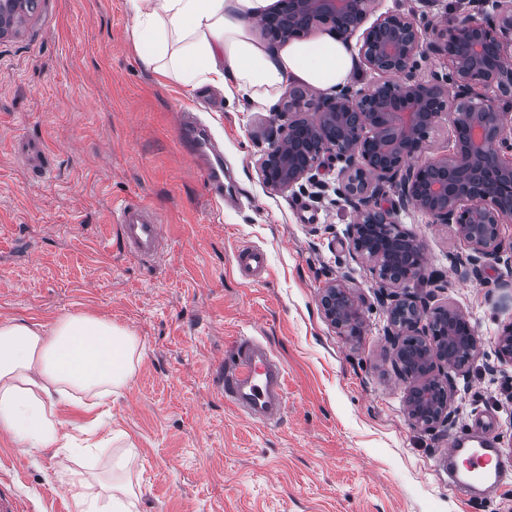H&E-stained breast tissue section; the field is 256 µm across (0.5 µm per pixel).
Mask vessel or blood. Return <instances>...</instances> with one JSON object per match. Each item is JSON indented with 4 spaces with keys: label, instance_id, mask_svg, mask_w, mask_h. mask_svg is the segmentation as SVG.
I'll use <instances>...</instances> for the list:
<instances>
[{
    "label": "vessel or blood",
    "instance_id": "b4317fda",
    "mask_svg": "<svg viewBox=\"0 0 512 512\" xmlns=\"http://www.w3.org/2000/svg\"><path fill=\"white\" fill-rule=\"evenodd\" d=\"M122 238L133 254L144 259L158 258L164 249L162 226L147 206L125 205L118 215ZM286 372L260 344L241 337L232 365L224 368L219 386L225 399L253 420L269 422L278 418L285 406ZM448 468L459 485L471 496L483 494L485 487L501 479L504 470L493 440L459 433L448 450Z\"/></svg>",
    "mask_w": 512,
    "mask_h": 512
}]
</instances>
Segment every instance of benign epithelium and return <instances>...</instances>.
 <instances>
[{"mask_svg": "<svg viewBox=\"0 0 512 512\" xmlns=\"http://www.w3.org/2000/svg\"><path fill=\"white\" fill-rule=\"evenodd\" d=\"M379 0H278L256 25L274 46L324 27L348 42L358 37L359 64L371 79L327 94L302 85L275 108L282 124L270 129L258 160L263 185L276 192L332 191L353 209L349 256L369 266L386 307L384 335L396 373L411 381L405 406L422 429L452 424L456 377L475 359L480 338L470 317L434 294L410 290L425 278L423 246L399 224L402 210L434 224H453L469 252L453 258L463 279L499 257L501 226L512 222V0H469L470 12L443 27L417 19L414 7L376 13ZM19 0H0V35L11 28ZM376 19L368 27L371 15ZM430 54L447 59L448 73L417 75ZM448 115L449 154L413 166L432 129ZM339 170L331 186L322 179ZM349 276L321 296L324 318L346 336L364 332L360 298ZM512 363V322L494 340Z\"/></svg>", "mask_w": 512, "mask_h": 512, "instance_id": "7a95c632", "label": "benign epithelium"}]
</instances>
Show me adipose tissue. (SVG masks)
Wrapping results in <instances>:
<instances>
[{"mask_svg":"<svg viewBox=\"0 0 512 512\" xmlns=\"http://www.w3.org/2000/svg\"><path fill=\"white\" fill-rule=\"evenodd\" d=\"M273 0H125L131 39L145 69L189 88L210 85L230 99L269 107L289 82L321 92L354 72L347 43L323 34L268 49L253 35ZM140 361L139 341L105 318L70 314L51 326L0 321V431L19 447L73 445L61 430L60 405L101 406L124 387ZM71 512H140L132 486L94 490L71 480Z\"/></svg>","mask_w":512,"mask_h":512,"instance_id":"1","label":"adipose tissue"}]
</instances>
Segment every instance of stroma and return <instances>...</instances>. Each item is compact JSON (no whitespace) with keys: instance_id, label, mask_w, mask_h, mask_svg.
Masks as SVG:
<instances>
[{"instance_id":"obj_1","label":"stroma","mask_w":512,"mask_h":512,"mask_svg":"<svg viewBox=\"0 0 512 512\" xmlns=\"http://www.w3.org/2000/svg\"><path fill=\"white\" fill-rule=\"evenodd\" d=\"M125 0H38L0 38V321L52 324L67 314L111 320L137 336L141 360L105 405L103 430L126 432L73 467L105 478L134 444L141 512H512V363L494 338L512 321V223L507 248L480 277L452 274L468 247L454 225L415 211L402 227L442 275L440 302L466 311L482 342L457 381L453 424L409 420L410 382L391 365L380 286L346 247L352 210L304 191L266 189L256 163L273 113L240 108L209 86L188 90L145 71ZM204 129L198 150L188 127ZM43 144L40 178L15 153ZM224 167V197L205 173ZM147 205L163 225L161 257L124 246L113 214ZM263 250L258 275L235 254ZM349 276L363 336L340 335L320 310L325 284ZM260 340L288 376L280 419L246 418L217 390L239 337ZM492 434L508 472L483 501L442 462L459 432ZM52 451L0 433V478L26 512H69Z\"/></svg>"}]
</instances>
